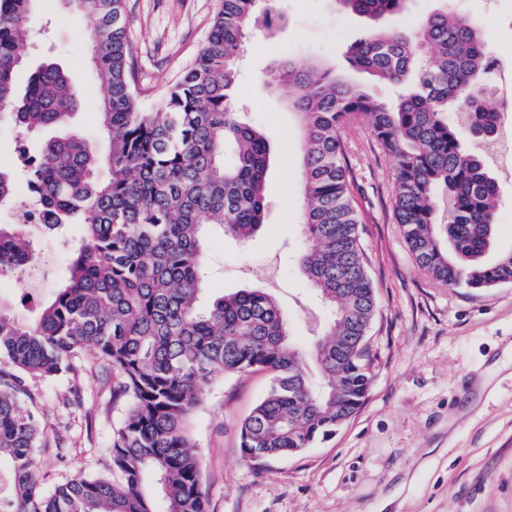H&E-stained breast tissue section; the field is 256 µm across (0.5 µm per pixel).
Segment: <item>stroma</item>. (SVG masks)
<instances>
[{
  "label": "stroma",
  "mask_w": 512,
  "mask_h": 512,
  "mask_svg": "<svg viewBox=\"0 0 512 512\" xmlns=\"http://www.w3.org/2000/svg\"><path fill=\"white\" fill-rule=\"evenodd\" d=\"M220 0H125L126 32L135 61L141 111H156L205 45ZM288 18L276 35L252 30L240 68L235 110L275 147L262 231L247 242L211 228L204 262L207 294L266 288L278 299L299 340L317 320L314 294L297 255L303 198L297 162L299 118L293 93L272 85L269 70L292 60L317 63L394 99L397 87L351 72L348 46L364 32L360 17L334 0H276ZM451 8L485 34L502 70L487 83L500 91L512 70V0H411L408 20ZM93 21L65 12L59 0H39L27 24L15 75L24 95L45 56L67 70L81 106L70 134L100 145L98 110L104 86L86 48ZM362 218V240L378 311L370 330L376 357L367 397L331 438L298 454L256 465L243 459L240 425L267 393L262 371L220 375L204 391L191 420L194 452L208 512H512V284L453 288L416 264L393 217L391 160L367 127L344 133ZM43 135L0 127V160L14 174V200L0 207V224L20 223L28 175L19 154ZM22 402L40 414L46 445L37 449L39 488L49 492L78 473L103 470L106 448L124 405L112 400V372L99 363L55 381L31 379Z\"/></svg>",
  "instance_id": "obj_1"
}]
</instances>
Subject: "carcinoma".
<instances>
[{
	"label": "carcinoma",
	"mask_w": 512,
	"mask_h": 512,
	"mask_svg": "<svg viewBox=\"0 0 512 512\" xmlns=\"http://www.w3.org/2000/svg\"><path fill=\"white\" fill-rule=\"evenodd\" d=\"M35 0H0V125L66 124L80 97L56 62L41 63L14 95L19 49ZM368 20L348 66L410 90L389 103L319 64L284 62L270 81L293 89L301 118L302 234L298 256L319 307L307 344L290 333L276 297L262 289L221 294L201 306L207 226L239 241L264 224L272 148L234 108L246 32L279 29L273 0H222L207 45L155 112L139 110L123 24V0H80L95 25L90 58L106 85L100 102L104 154L76 135L23 155L42 207L44 235L66 241L83 228L68 272L51 295L32 298L20 320L0 297V512H207L190 419L217 375L265 371L270 389L243 420L250 462L290 456L336 432L361 407L372 379L366 336L377 310L367 270L343 130L365 125L393 162V216L418 267L438 283L471 289L512 284V248L497 244L498 182L486 154L500 135L486 81L495 66L484 34L447 10L403 22L408 0H337ZM108 169L101 180L100 165ZM0 166V206L12 199ZM20 225L0 224V276L37 261ZM88 354L112 369L126 403L104 470L36 491L44 427L24 406L25 379L76 373Z\"/></svg>",
	"instance_id": "cac0c4a2"
}]
</instances>
